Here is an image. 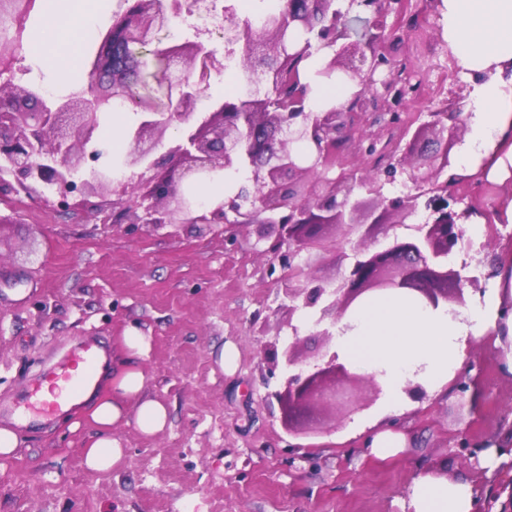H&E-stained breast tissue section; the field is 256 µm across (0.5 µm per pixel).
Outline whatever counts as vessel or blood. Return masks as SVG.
I'll return each mask as SVG.
<instances>
[{
    "label": "vessel or blood",
    "instance_id": "1",
    "mask_svg": "<svg viewBox=\"0 0 512 512\" xmlns=\"http://www.w3.org/2000/svg\"><path fill=\"white\" fill-rule=\"evenodd\" d=\"M101 357L100 346L87 342L45 376L32 393L38 414L49 417L77 402L93 383Z\"/></svg>",
    "mask_w": 512,
    "mask_h": 512
}]
</instances>
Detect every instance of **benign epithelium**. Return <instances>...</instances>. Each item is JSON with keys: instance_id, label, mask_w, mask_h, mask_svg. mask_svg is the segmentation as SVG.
I'll return each instance as SVG.
<instances>
[{"instance_id": "7a95c632", "label": "benign epithelium", "mask_w": 512, "mask_h": 512, "mask_svg": "<svg viewBox=\"0 0 512 512\" xmlns=\"http://www.w3.org/2000/svg\"><path fill=\"white\" fill-rule=\"evenodd\" d=\"M111 22L102 32L88 70L87 89L65 98L44 95L41 90L15 84L21 70V43L0 52V170L17 185L33 192L79 185L83 207L87 199L105 191L115 199L95 205L103 222L132 224H223L224 208L244 210L245 223L263 226L261 237L275 234L270 251L278 252L286 272L280 290L288 299V313L319 307L314 325L326 341L336 324L365 294L404 290L437 307L466 306L464 284L481 290L476 276L461 279L448 268V255L458 249L462 224L473 216L489 217L472 205L459 207V186L466 183L475 194L485 186L467 176L450 172V151L463 141L466 123L465 96L449 91L441 107L429 113L404 147L396 148L391 174L404 176L412 193L385 204L383 184L369 173L372 147L377 137L370 127L377 112L390 114L389 123L403 108L407 70L384 55L385 43L398 28L387 24L404 18L408 0H286L279 20L263 23L258 38L251 30L225 14L228 45L242 44L256 57L250 77L272 88L259 94L248 86L243 96L228 103L219 100L200 111L207 98L212 73L220 70L217 52L197 38L155 46L159 33L186 13L187 0H119ZM35 0H0V19L19 33L27 30ZM359 8L369 14L363 33L352 38L350 12ZM314 49H330L322 74L340 73L356 91L344 103L320 111L306 110L303 85L283 81L280 65L294 62ZM129 105L138 115L125 137L128 149L118 169L131 172L116 178L111 165L95 167L104 151L96 147L102 113L107 105ZM177 136L164 144L165 134ZM449 137L442 154L428 155L427 144ZM311 149L303 158L293 144ZM351 147L357 167L365 174L355 177L341 170L340 153ZM432 157L425 170L420 160ZM249 170L253 189L238 192L204 212L203 204L189 192L193 185L212 181L226 170ZM365 190L373 209L357 196ZM421 214L413 237L393 236L382 249H373L377 237L395 223ZM328 227H340L356 236L354 261L341 280L315 279L310 269L312 250L324 246ZM298 330L293 341L272 350L273 364H282V390L274 393L287 421L316 406L351 407L364 387L380 393L373 373L356 374L326 348L300 366Z\"/></svg>"}]
</instances>
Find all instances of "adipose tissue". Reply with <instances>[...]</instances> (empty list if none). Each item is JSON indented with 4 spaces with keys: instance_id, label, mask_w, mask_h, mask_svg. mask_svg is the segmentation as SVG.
<instances>
[{
    "instance_id": "obj_1",
    "label": "adipose tissue",
    "mask_w": 512,
    "mask_h": 512,
    "mask_svg": "<svg viewBox=\"0 0 512 512\" xmlns=\"http://www.w3.org/2000/svg\"><path fill=\"white\" fill-rule=\"evenodd\" d=\"M95 0H63L46 10L31 48L45 65L73 70L80 31L93 18ZM441 36L458 66L477 78L467 111L460 173L508 187L491 221L512 224V0H441ZM335 349L353 364L377 373L385 384L386 414L408 406L403 388L418 378L432 393L446 392L449 380L466 359L470 341L491 336L504 350V367L512 374V256L499 266L489 288L472 305L455 312L432 308L406 293L377 295L358 305L336 327ZM150 340L127 327L105 393L88 403L81 418L93 429L84 463L94 472L119 467L123 450L112 429L135 423L153 435L169 420L167 406L147 393L144 367ZM404 512H480L473 483L422 469L402 499Z\"/></svg>"
}]
</instances>
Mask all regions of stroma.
<instances>
[{
	"mask_svg": "<svg viewBox=\"0 0 512 512\" xmlns=\"http://www.w3.org/2000/svg\"><path fill=\"white\" fill-rule=\"evenodd\" d=\"M414 27L387 45L408 58L420 83L402 114L417 128L449 89L472 95L475 82L441 46L440 20L425 0H410ZM18 85L66 96L87 87L86 69L65 73L25 55ZM259 225L225 232L220 224L103 223L93 213L59 210L15 189L0 202V397L17 401L32 379L77 343L112 349L128 326L149 336V386L170 413L151 436L135 425L112 431L123 465L95 473L83 463L91 431L57 419L23 427L17 456L0 457V512H401L420 468L465 477L500 496L475 459L458 455L461 436L497 441L512 420V378L492 340L467 351L464 370L480 397L449 390L396 415L404 447L381 461L362 448L356 426L372 423L384 399L364 390L354 408L328 407L285 426L273 397L282 379L270 348L291 334L300 356L324 347L310 309L288 312L270 265L276 257ZM512 251V226L488 224L481 241L449 266L483 277ZM233 358L220 362L221 349ZM9 406L0 408L5 424Z\"/></svg>",
	"mask_w": 512,
	"mask_h": 512,
	"instance_id": "1",
	"label": "stroma"
}]
</instances>
